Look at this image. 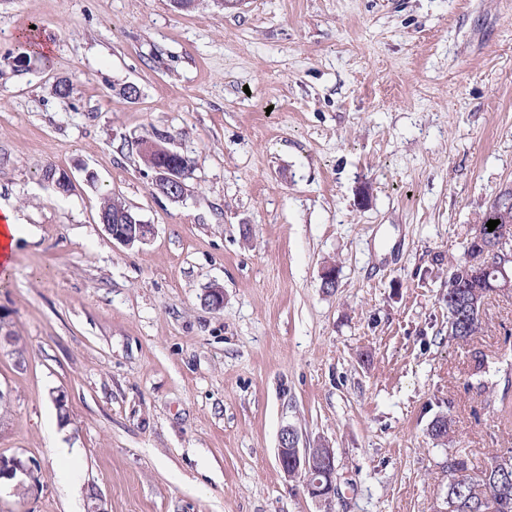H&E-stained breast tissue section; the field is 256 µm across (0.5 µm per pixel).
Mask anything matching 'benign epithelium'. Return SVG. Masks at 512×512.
I'll return each instance as SVG.
<instances>
[{
	"mask_svg": "<svg viewBox=\"0 0 512 512\" xmlns=\"http://www.w3.org/2000/svg\"><path fill=\"white\" fill-rule=\"evenodd\" d=\"M138 150L147 167L153 172L152 188L172 201L182 200L187 193L185 179L188 172L155 164L157 154L164 146L147 140L138 143ZM112 239L124 246H133L147 242L154 233V227L140 219L117 216L112 220H101ZM512 244V226L507 224L498 230L497 240L483 246L482 267L496 271L494 279L499 286L493 289L495 294L512 292V257L506 255L505 246ZM204 304L214 310L224 308V288L213 284L206 288ZM278 462L288 478H294L298 472L305 473V488L308 494L317 499L331 500L336 495V459L330 448H301L299 436L291 426L281 430L278 446ZM32 472L24 463H7L0 458V479L27 477Z\"/></svg>",
	"mask_w": 512,
	"mask_h": 512,
	"instance_id": "7a95c632",
	"label": "benign epithelium"
}]
</instances>
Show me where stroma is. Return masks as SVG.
Masks as SVG:
<instances>
[{
	"label": "stroma",
	"mask_w": 512,
	"mask_h": 512,
	"mask_svg": "<svg viewBox=\"0 0 512 512\" xmlns=\"http://www.w3.org/2000/svg\"><path fill=\"white\" fill-rule=\"evenodd\" d=\"M156 130L192 160L182 201L137 153ZM509 187L512 0H0V206L25 226L0 456L35 464L0 512H433L449 452L512 448V295L448 338L450 262ZM106 194L149 241L112 239ZM287 425L333 448L331 502L285 478ZM54 444L82 455L78 494Z\"/></svg>",
	"instance_id": "obj_1"
}]
</instances>
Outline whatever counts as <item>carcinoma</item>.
<instances>
[{"instance_id": "1", "label": "carcinoma", "mask_w": 512, "mask_h": 512, "mask_svg": "<svg viewBox=\"0 0 512 512\" xmlns=\"http://www.w3.org/2000/svg\"><path fill=\"white\" fill-rule=\"evenodd\" d=\"M125 213L132 210L120 198H103L100 214L110 218ZM490 220L512 224V208L493 203L479 218V224L484 226ZM452 275L460 288L448 291V338L466 342L481 333L485 325L483 317L470 314L466 300L490 292L495 280L492 273L474 269L467 260L456 262ZM448 458L453 460L446 487L448 512H512V448L488 458L475 478L470 476L474 464L468 457L450 453Z\"/></svg>"}]
</instances>
